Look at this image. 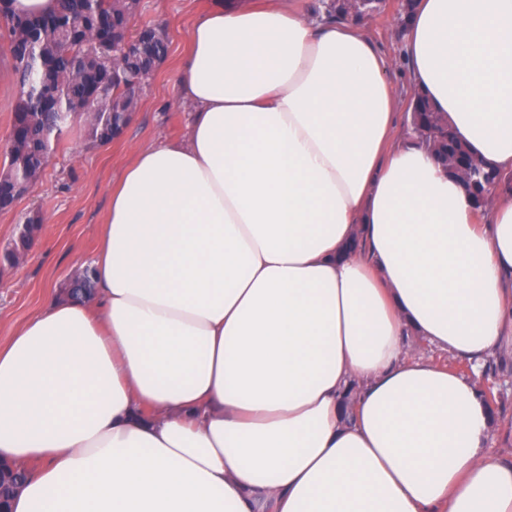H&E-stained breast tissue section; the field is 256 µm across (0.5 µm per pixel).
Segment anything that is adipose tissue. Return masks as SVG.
Masks as SVG:
<instances>
[{
	"mask_svg": "<svg viewBox=\"0 0 512 512\" xmlns=\"http://www.w3.org/2000/svg\"><path fill=\"white\" fill-rule=\"evenodd\" d=\"M406 27L415 88L512 171V0ZM188 42L187 137L124 170L94 298L0 341L10 512H512L477 375L512 355V199L476 212L395 138L359 25L211 0Z\"/></svg>",
	"mask_w": 512,
	"mask_h": 512,
	"instance_id": "adipose-tissue-1",
	"label": "adipose tissue"
}]
</instances>
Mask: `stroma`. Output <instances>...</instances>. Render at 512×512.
I'll list each match as a JSON object with an SVG mask.
<instances>
[{
  "instance_id": "1",
  "label": "stroma",
  "mask_w": 512,
  "mask_h": 512,
  "mask_svg": "<svg viewBox=\"0 0 512 512\" xmlns=\"http://www.w3.org/2000/svg\"><path fill=\"white\" fill-rule=\"evenodd\" d=\"M208 0H141L132 29L146 24L165 28L168 54L144 88L138 108L123 135L105 145L86 140L74 124L59 141L40 179L11 210L0 212V251L16 237L20 217L40 210L44 222L26 257L15 266L0 267V339L41 311L47 298L61 290L75 267L91 264L109 206L111 189L120 179L135 148L159 140H179L187 131L189 113L177 99V69L187 52V34ZM405 0H384L383 11L363 28L387 58L400 98L395 131L403 133L414 93L404 59L406 31L399 23ZM0 27V169L6 168L5 145L19 96L13 60ZM497 379L505 385L502 406L492 424L490 450L512 459V357H496Z\"/></svg>"
}]
</instances>
